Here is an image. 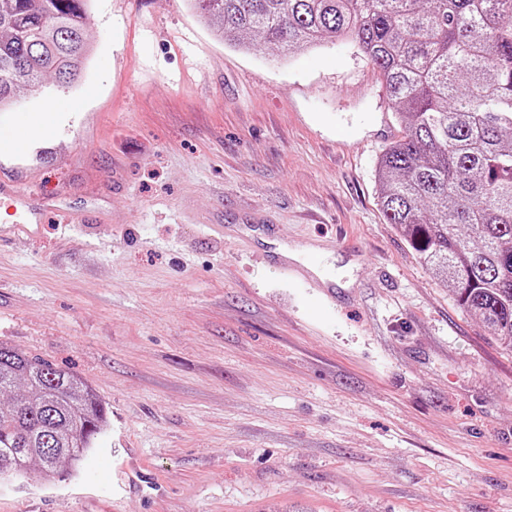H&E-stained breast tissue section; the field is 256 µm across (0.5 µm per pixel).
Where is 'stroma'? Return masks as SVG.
<instances>
[{
    "mask_svg": "<svg viewBox=\"0 0 512 512\" xmlns=\"http://www.w3.org/2000/svg\"><path fill=\"white\" fill-rule=\"evenodd\" d=\"M89 14L82 81L17 92L51 130L0 173L53 206L0 242V342L107 426L0 512H512V349L380 210L401 128L367 56L243 52L183 0ZM266 251L319 264L300 286Z\"/></svg>",
    "mask_w": 512,
    "mask_h": 512,
    "instance_id": "35a3bbf8",
    "label": "stroma"
}]
</instances>
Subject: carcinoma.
Wrapping results in <instances>:
<instances>
[{"label":"carcinoma","instance_id":"carcinoma-1","mask_svg":"<svg viewBox=\"0 0 512 512\" xmlns=\"http://www.w3.org/2000/svg\"><path fill=\"white\" fill-rule=\"evenodd\" d=\"M90 0H0V111L46 74L86 64ZM225 44L288 54L342 36L377 68L405 135L378 162L388 223L455 304L512 347V0H185ZM0 471L43 480L78 465L107 424L72 372L0 343Z\"/></svg>","mask_w":512,"mask_h":512}]
</instances>
